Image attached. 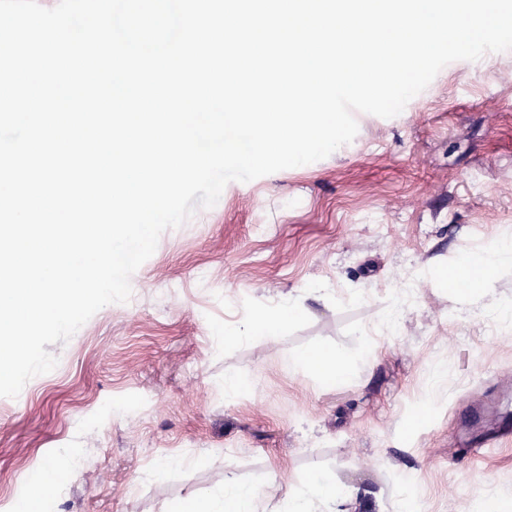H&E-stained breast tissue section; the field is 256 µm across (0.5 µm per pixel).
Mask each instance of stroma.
<instances>
[{"mask_svg":"<svg viewBox=\"0 0 512 512\" xmlns=\"http://www.w3.org/2000/svg\"><path fill=\"white\" fill-rule=\"evenodd\" d=\"M355 118L328 157L230 182L166 230L130 300L0 397V500L68 453L83 465L43 512H176L228 478L275 486L268 512H289L317 472L356 512H512V441L474 450L512 426V325L482 299L457 318L448 280L512 239V50L446 65L395 117ZM291 295L305 310L277 335L218 338ZM324 349L347 379L289 371Z\"/></svg>","mask_w":512,"mask_h":512,"instance_id":"obj_1","label":"stroma"}]
</instances>
